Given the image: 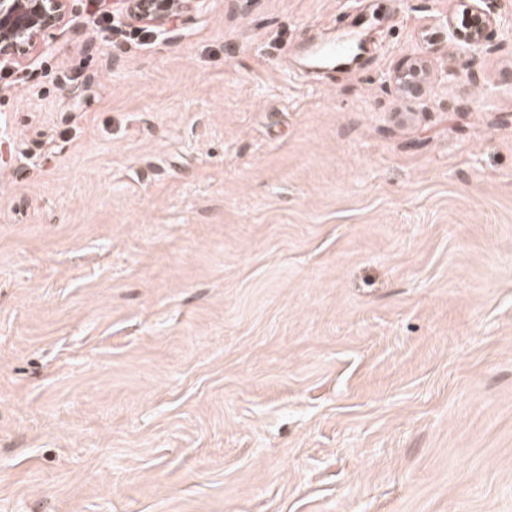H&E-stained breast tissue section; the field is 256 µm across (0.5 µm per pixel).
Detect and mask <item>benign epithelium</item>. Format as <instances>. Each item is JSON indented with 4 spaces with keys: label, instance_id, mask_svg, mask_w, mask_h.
<instances>
[{
    "label": "benign epithelium",
    "instance_id": "obj_1",
    "mask_svg": "<svg viewBox=\"0 0 512 512\" xmlns=\"http://www.w3.org/2000/svg\"><path fill=\"white\" fill-rule=\"evenodd\" d=\"M74 0H0V65H22L42 43L43 37L61 29L73 13ZM128 25L151 27L163 38L175 30L174 21L193 11L207 8L209 0H184L179 9L170 0H105ZM461 19L451 25L453 37L473 48L489 49L487 31L494 18L480 6V0H463ZM430 76L423 56L404 60L392 72L390 81L404 94L420 98Z\"/></svg>",
    "mask_w": 512,
    "mask_h": 512
}]
</instances>
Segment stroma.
Instances as JSON below:
<instances>
[{
    "label": "stroma",
    "instance_id": "35a3bbf8",
    "mask_svg": "<svg viewBox=\"0 0 512 512\" xmlns=\"http://www.w3.org/2000/svg\"><path fill=\"white\" fill-rule=\"evenodd\" d=\"M77 0L0 69V512H512V0ZM362 30L373 55L299 67ZM425 94L389 85L404 59ZM112 4V11L116 10L120 17L128 25L139 24L151 27L164 39L169 36L176 27L174 21L182 15L205 10L209 0H186L180 5L177 15L170 5V0H98ZM465 2L455 24L450 26L453 37L460 43L473 48H483L490 51L487 44V31L493 24L494 18L486 13L478 4L482 0H462ZM429 76L428 61L423 56H416L399 64L393 70L390 81L405 95L418 99L425 92Z\"/></svg>",
    "mask_w": 512,
    "mask_h": 512
}]
</instances>
